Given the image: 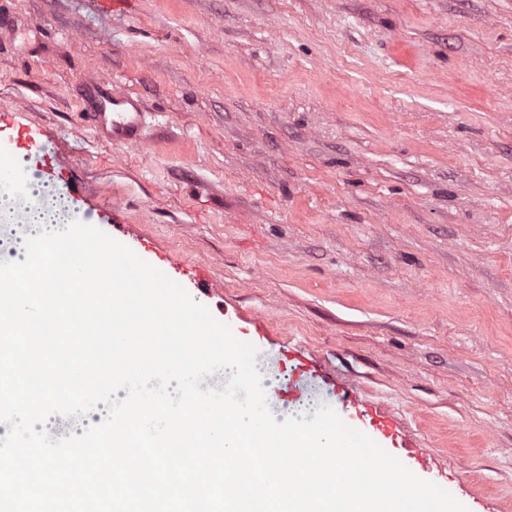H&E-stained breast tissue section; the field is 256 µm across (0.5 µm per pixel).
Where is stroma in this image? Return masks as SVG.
Returning <instances> with one entry per match:
<instances>
[{
	"label": "stroma",
	"mask_w": 512,
	"mask_h": 512,
	"mask_svg": "<svg viewBox=\"0 0 512 512\" xmlns=\"http://www.w3.org/2000/svg\"><path fill=\"white\" fill-rule=\"evenodd\" d=\"M0 103L118 208L134 257L213 285L469 512H512V0H0ZM138 94L99 141L78 88ZM80 115L91 123L98 138L117 146H136L146 131L148 112L141 98L120 93L105 78L81 85Z\"/></svg>",
	"instance_id": "1"
}]
</instances>
